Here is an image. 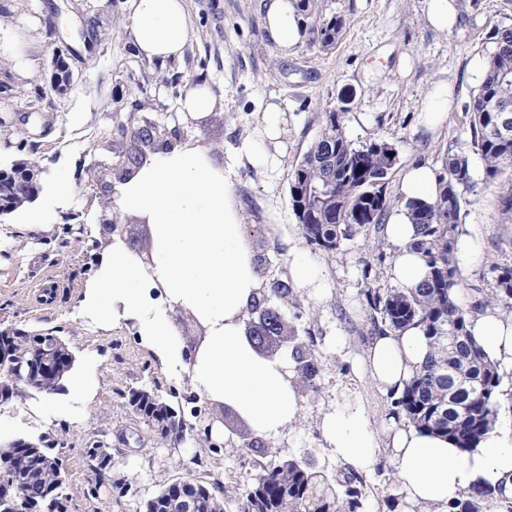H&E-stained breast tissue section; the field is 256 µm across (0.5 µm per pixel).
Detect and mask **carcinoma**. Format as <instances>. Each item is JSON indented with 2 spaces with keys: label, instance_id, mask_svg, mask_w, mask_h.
<instances>
[{
  "label": "carcinoma",
  "instance_id": "1",
  "mask_svg": "<svg viewBox=\"0 0 512 512\" xmlns=\"http://www.w3.org/2000/svg\"><path fill=\"white\" fill-rule=\"evenodd\" d=\"M302 16V30L310 47L327 51L340 39L345 19L326 13L324 0H295ZM493 46L485 60L483 79L467 106L471 142L483 162L486 180L496 181L512 168V128L501 125V109L512 108V24L501 25L490 36ZM346 112L330 108L323 112L320 133L294 170L290 185L293 213L310 244L327 252L369 232H384L390 211L404 206L415 224L417 237L411 247L424 257L428 273L414 288L386 291L369 289L367 304L378 317L372 330L422 327L431 352L417 374L392 402L393 413H403L418 428L441 433L460 448H471L496 418L495 393L501 384L498 365L468 329L471 311L502 305L512 309V269L505 268L473 310L455 300L458 286L455 245L463 223L466 193L474 188L469 156L448 154L438 176L439 192L431 203L404 200L392 194L389 181L399 161L396 144L372 140L359 146L348 139ZM41 171L28 160H18L0 169V184H12L20 175L28 184L25 192L8 197L17 211L32 203L38 193ZM266 323L270 332L282 328L285 308L300 307L297 296L285 282L266 286ZM51 332L10 329L8 344L17 364L12 372H0V390L57 393L64 374L45 376L25 384L35 346L55 344ZM459 384L448 386V377ZM170 396L154 394L142 401L137 419L151 431L157 444L173 448L184 442L185 414ZM17 439L0 446V512H67L66 471L62 460L45 448L34 450ZM192 479V476H187ZM194 480V479H192ZM22 495L8 493L17 482ZM361 478L350 470L330 477L307 465V458H289L263 469L246 494L243 512H363ZM191 491L202 501L199 512H224V489L194 480ZM491 486L474 488L449 505L450 512H483L482 505L495 498ZM173 489L165 483L151 501L157 512H182L171 506Z\"/></svg>",
  "mask_w": 512,
  "mask_h": 512
}]
</instances>
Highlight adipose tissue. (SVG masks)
<instances>
[{
  "mask_svg": "<svg viewBox=\"0 0 512 512\" xmlns=\"http://www.w3.org/2000/svg\"><path fill=\"white\" fill-rule=\"evenodd\" d=\"M132 44L138 55L167 64L179 61L190 38L187 0H127ZM264 24L281 51L301 39L293 0H262ZM124 212L152 226L151 265H143L124 242L115 241L99 259L81 295V313L108 329L132 322L144 346L173 373L187 372L195 394L233 407L257 437L273 440L299 418L301 403L285 362L257 355L242 336V318L260 286L253 254L241 234L242 215L223 169L192 149L177 146L156 154L117 188ZM398 254L389 276L403 288L418 285L428 268L409 245L416 229L405 208L385 224ZM190 310L206 329L192 362H184L171 313ZM474 338L491 359L512 365V317L485 309L470 318ZM430 351L421 328L377 333L362 367L380 391L399 397ZM322 435L355 469L374 463L388 447L403 493L402 512H448L452 501L478 484H505L512 493V429L493 426L470 450L391 420L379 444L360 408L325 414Z\"/></svg>",
  "mask_w": 512,
  "mask_h": 512,
  "instance_id": "ef3b65f1",
  "label": "adipose tissue"
}]
</instances>
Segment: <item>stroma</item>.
Wrapping results in <instances>:
<instances>
[{"label":"stroma","instance_id":"obj_1","mask_svg":"<svg viewBox=\"0 0 512 512\" xmlns=\"http://www.w3.org/2000/svg\"><path fill=\"white\" fill-rule=\"evenodd\" d=\"M327 11L346 25L330 50L316 52L299 42L281 53L267 38L261 0H187L192 37L182 61L161 66L136 56L130 44L126 0H0V168L34 158L42 182L67 173L68 202L50 225L16 212L0 218V329L55 332L76 364L94 361L99 390L83 420L46 421L38 410L43 395L0 405L1 443L25 439L54 449L67 471L68 512H143L145 501L164 483L187 475L224 487V512H242L245 495L264 463L314 455L327 473L348 463L325 443L320 421L328 411L358 405L374 432L392 410L363 372L373 336L367 289L387 290L389 262L377 261L373 242L358 236L332 253L309 248L292 211L290 184L295 167L320 131L326 108L346 103V133L354 144L385 139L396 144L399 162L390 180L400 192L412 165L441 170L445 154L471 149L466 112L481 83L495 27L512 23V0H455L457 20L448 31L431 27L424 0H325ZM54 21L55 37L45 34ZM25 30V56L15 59L11 36ZM73 73L71 87H51L56 59ZM206 83L216 103L206 115L182 113L179 101L191 85ZM448 91V110L427 126L431 94ZM285 109V149L275 165L259 168L242 158L243 148L261 138L267 103ZM147 116L179 129L183 145L224 167L242 213V234L252 251L264 253L265 277L289 280L285 246L310 250L326 288L299 291L301 312L294 326L300 342H314L321 372L314 383L298 382V421L264 451L247 449L251 427L238 413L207 404L226 440L220 452L194 442L179 452L144 439L128 449L121 429L132 426L130 391L190 393L173 382L126 323L98 328L80 315L81 290L94 274L100 253V220L109 191L119 183L124 157L138 148L119 136L116 121ZM474 190L465 208L462 238L473 247L470 265L459 268V302L471 307L491 288L496 267L512 268V224L501 221L498 196L512 188V175L485 183L479 157L471 159ZM104 441L116 465L113 478L127 480L135 496L115 500L100 482L86 450ZM187 458L179 467L177 458ZM364 512H393L387 500L400 485L387 457L365 472Z\"/></svg>","mask_w":512,"mask_h":512}]
</instances>
